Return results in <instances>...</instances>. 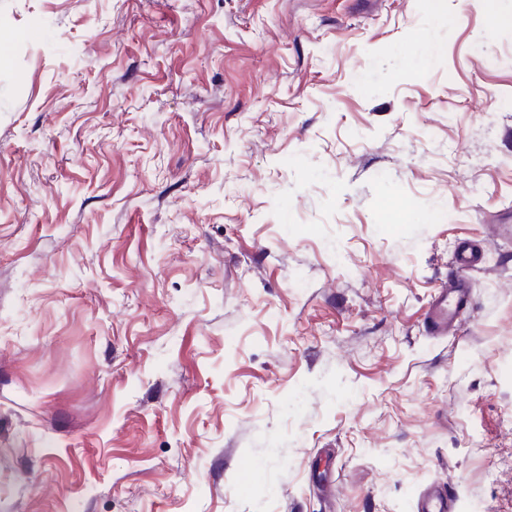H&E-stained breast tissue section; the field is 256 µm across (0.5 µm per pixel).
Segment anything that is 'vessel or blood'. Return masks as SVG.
I'll return each instance as SVG.
<instances>
[{"mask_svg":"<svg viewBox=\"0 0 512 512\" xmlns=\"http://www.w3.org/2000/svg\"><path fill=\"white\" fill-rule=\"evenodd\" d=\"M483 260V253L469 244L454 251L456 277L449 279L446 288L440 289L432 300L424 318V330L431 336H444L453 326L460 310L470 300L468 273ZM454 494L451 488L428 487L419 495V512H454Z\"/></svg>","mask_w":512,"mask_h":512,"instance_id":"1","label":"vessel or blood"}]
</instances>
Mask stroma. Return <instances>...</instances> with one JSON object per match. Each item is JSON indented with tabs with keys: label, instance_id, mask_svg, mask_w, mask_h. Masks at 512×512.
I'll return each instance as SVG.
<instances>
[{
	"label": "stroma",
	"instance_id": "35a3bbf8",
	"mask_svg": "<svg viewBox=\"0 0 512 512\" xmlns=\"http://www.w3.org/2000/svg\"><path fill=\"white\" fill-rule=\"evenodd\" d=\"M0 26V512H512V0ZM483 260V252L470 244H461L454 251V265L461 275L448 280L434 296L424 318V330L429 336H445L453 326L457 313L470 300V288L465 274ZM454 505V493L449 486H431L419 494L417 512H455Z\"/></svg>",
	"mask_w": 512,
	"mask_h": 512
}]
</instances>
